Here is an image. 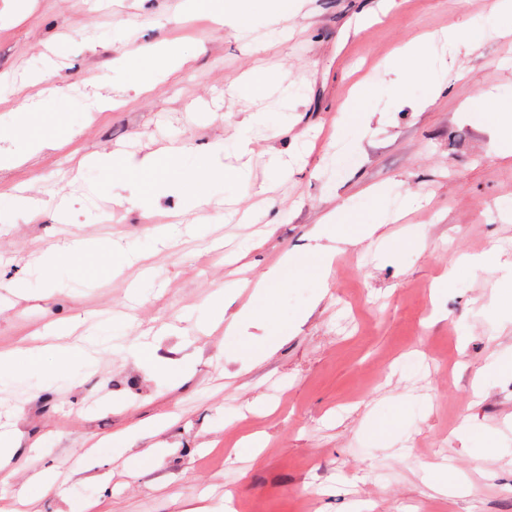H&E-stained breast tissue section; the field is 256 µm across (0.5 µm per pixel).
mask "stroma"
Segmentation results:
<instances>
[{
  "instance_id": "35a3bbf8",
  "label": "stroma",
  "mask_w": 512,
  "mask_h": 512,
  "mask_svg": "<svg viewBox=\"0 0 512 512\" xmlns=\"http://www.w3.org/2000/svg\"><path fill=\"white\" fill-rule=\"evenodd\" d=\"M270 2L254 0L248 39L187 13L184 0H0V127L59 143L0 169V193L69 202L67 222L20 209L0 226V350L39 346L73 324L69 345L102 358L94 372L78 358L46 361L34 390L0 393V423L29 449L27 463L0 468V512L23 487L31 512H70V500L91 497L104 512H180L190 497L213 512H512V369L489 367L512 360V140L497 119L512 111V21L471 47L446 35L490 0H401L394 10L386 0H297L266 41ZM408 43L421 45L429 80L394 62ZM149 46L184 62L140 90L112 65ZM49 58L57 70L30 81ZM256 67L287 84L251 93L242 78ZM98 94L111 110L86 111ZM26 96L40 111L21 114ZM347 106L353 122L337 128ZM256 112L265 124L244 155L237 145ZM357 126L365 133L352 147ZM176 136L246 174L202 181L210 205L180 221L200 218L208 234L164 247L148 230L177 197L144 216L127 202L134 187L92 160L120 150L135 163ZM275 154L299 155L290 176L269 167ZM230 201L286 219L228 222ZM344 204L328 280L292 274L263 301L269 320L237 336L196 329L185 343L187 312L220 292L232 317L252 301L244 281L314 247ZM366 224L396 251L361 240ZM78 234L104 250L49 272L50 255ZM493 244L494 270L458 266ZM128 250L145 261L113 275ZM16 283L28 298L8 292ZM126 316L157 330L153 356L110 352L107 331ZM248 346L269 352L255 364ZM65 376L75 381L67 390ZM150 418L160 426L114 454L108 437ZM39 472L53 475L52 489L28 485Z\"/></svg>"
}]
</instances>
